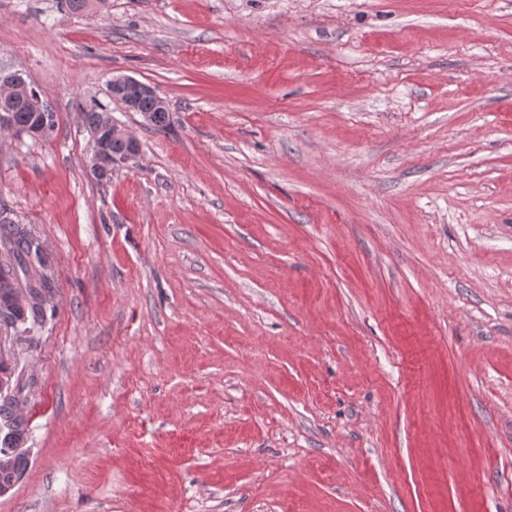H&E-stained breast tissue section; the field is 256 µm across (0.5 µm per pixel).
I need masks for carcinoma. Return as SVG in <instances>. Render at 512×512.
Masks as SVG:
<instances>
[{
  "mask_svg": "<svg viewBox=\"0 0 512 512\" xmlns=\"http://www.w3.org/2000/svg\"><path fill=\"white\" fill-rule=\"evenodd\" d=\"M137 111L144 120L158 131L167 129L170 123L169 110L160 111L149 97L140 99ZM10 115L16 132H26L35 122L32 113L20 106L18 101L0 95V113ZM108 113L105 106L95 103L82 110L86 127L92 128L100 124ZM44 258L42 246L25 224H14L10 221L0 223V311L8 309L17 325V332L29 335L38 330L46 317V311L39 303L32 302L23 308H14L9 303V295L15 288H25L32 297H37L44 289L52 288L50 280L43 274ZM28 460L18 456L14 459L12 470L0 473L1 482L18 481L23 475Z\"/></svg>",
  "mask_w": 512,
  "mask_h": 512,
  "instance_id": "carcinoma-1",
  "label": "carcinoma"
}]
</instances>
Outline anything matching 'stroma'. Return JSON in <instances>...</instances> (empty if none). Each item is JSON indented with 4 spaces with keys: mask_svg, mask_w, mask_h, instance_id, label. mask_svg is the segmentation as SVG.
Masks as SVG:
<instances>
[{
    "mask_svg": "<svg viewBox=\"0 0 512 512\" xmlns=\"http://www.w3.org/2000/svg\"><path fill=\"white\" fill-rule=\"evenodd\" d=\"M0 66L57 115L0 131L53 284L0 512H512V0H0ZM110 85L112 88V96L124 101L126 108L131 112L135 110V104L138 98L144 95L156 96L159 109L163 110L167 107L166 101L156 95L155 90L151 86L133 77L127 75L112 76ZM136 109L137 112H140L144 120L154 127L155 130L163 131L169 126L170 116L168 108L159 111L152 98L144 97L140 99ZM106 113H109L102 104L94 103L93 105L83 108L82 115L84 124L88 129L92 142V164L91 169L100 178H106L110 173L112 163L118 162L117 158H106L103 152V146L106 139L123 141L128 144L129 149L133 153H138L139 145L137 139L123 126L112 121V117L108 116L106 120L97 128H92L100 124Z\"/></svg>",
    "mask_w": 512,
    "mask_h": 512,
    "instance_id": "35a3bbf8",
    "label": "stroma"
}]
</instances>
